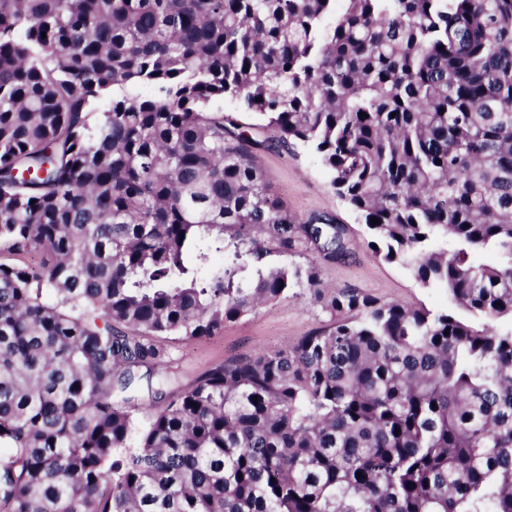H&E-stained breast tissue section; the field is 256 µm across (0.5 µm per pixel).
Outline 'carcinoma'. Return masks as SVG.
I'll return each instance as SVG.
<instances>
[{"label": "carcinoma", "mask_w": 512, "mask_h": 512, "mask_svg": "<svg viewBox=\"0 0 512 512\" xmlns=\"http://www.w3.org/2000/svg\"><path fill=\"white\" fill-rule=\"evenodd\" d=\"M272 147L457 311L266 267L352 253L269 193ZM2 250L5 512H512V0H0ZM302 285L329 324L153 386L155 337Z\"/></svg>", "instance_id": "obj_1"}]
</instances>
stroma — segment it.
<instances>
[{
  "instance_id": "stroma-1",
  "label": "stroma",
  "mask_w": 512,
  "mask_h": 512,
  "mask_svg": "<svg viewBox=\"0 0 512 512\" xmlns=\"http://www.w3.org/2000/svg\"><path fill=\"white\" fill-rule=\"evenodd\" d=\"M271 193L288 210L301 218L322 215L344 225L353 241L352 254L341 261L323 259L309 242L291 252L272 250L266 262L316 264L324 285L356 288L382 301L422 304L430 309L450 307L444 290L422 287L406 267L383 261L364 242V230L351 209L337 196L331 175L318 155L306 148H275L258 155ZM328 315L312 291L297 288L274 304L226 324L222 335L187 340L179 336L157 337L167 354L168 392L177 394L189 388L208 369L294 345L324 326Z\"/></svg>"
}]
</instances>
